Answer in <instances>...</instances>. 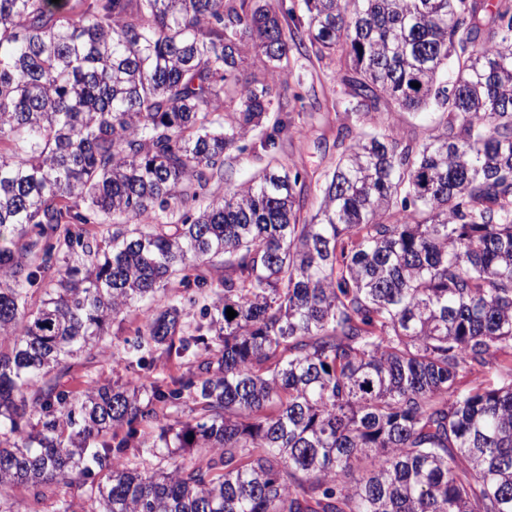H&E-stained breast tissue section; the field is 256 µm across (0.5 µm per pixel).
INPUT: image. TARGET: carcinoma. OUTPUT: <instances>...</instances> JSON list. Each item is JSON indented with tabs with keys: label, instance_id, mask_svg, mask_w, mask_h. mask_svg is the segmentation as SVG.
<instances>
[{
	"label": "carcinoma",
	"instance_id": "carcinoma-1",
	"mask_svg": "<svg viewBox=\"0 0 512 512\" xmlns=\"http://www.w3.org/2000/svg\"><path fill=\"white\" fill-rule=\"evenodd\" d=\"M302 2L0 0V512H512V0ZM294 50L349 88L310 217L211 192ZM382 120L389 124L395 132L404 137H416L423 139L431 132L439 121V114L431 118L423 119L413 116L407 112L390 111L383 112Z\"/></svg>",
	"mask_w": 512,
	"mask_h": 512
}]
</instances>
